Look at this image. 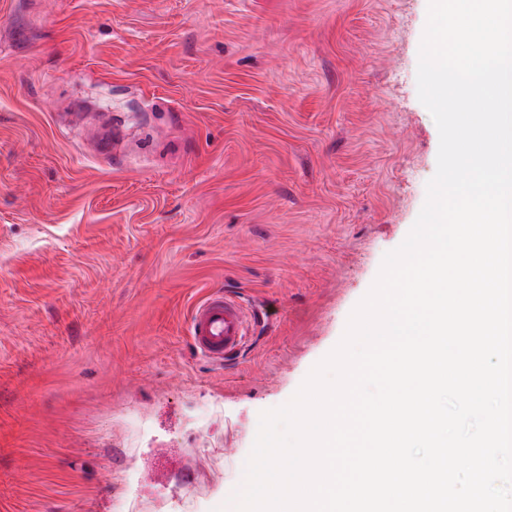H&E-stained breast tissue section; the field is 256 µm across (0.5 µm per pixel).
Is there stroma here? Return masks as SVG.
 <instances>
[{
    "instance_id": "obj_1",
    "label": "stroma",
    "mask_w": 512,
    "mask_h": 512,
    "mask_svg": "<svg viewBox=\"0 0 512 512\" xmlns=\"http://www.w3.org/2000/svg\"><path fill=\"white\" fill-rule=\"evenodd\" d=\"M427 7L0 0V512H112L127 471L234 512L425 203ZM217 289L267 315L221 370L187 330Z\"/></svg>"
}]
</instances>
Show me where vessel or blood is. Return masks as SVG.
I'll return each mask as SVG.
<instances>
[{"label":"vessel or blood","mask_w":512,"mask_h":512,"mask_svg":"<svg viewBox=\"0 0 512 512\" xmlns=\"http://www.w3.org/2000/svg\"><path fill=\"white\" fill-rule=\"evenodd\" d=\"M251 319L236 296L215 291L192 308L188 333L195 350L220 368L247 345Z\"/></svg>","instance_id":"b4317fda"}]
</instances>
